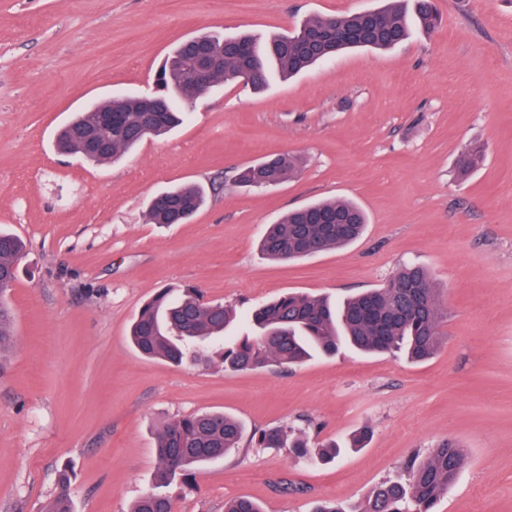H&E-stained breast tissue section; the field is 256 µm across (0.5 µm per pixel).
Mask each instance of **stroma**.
Instances as JSON below:
<instances>
[{
    "instance_id": "stroma-1",
    "label": "stroma",
    "mask_w": 512,
    "mask_h": 512,
    "mask_svg": "<svg viewBox=\"0 0 512 512\" xmlns=\"http://www.w3.org/2000/svg\"><path fill=\"white\" fill-rule=\"evenodd\" d=\"M380 0H0V231L26 245L9 293L15 341L0 360V512H48L69 469L72 512H128L155 487L157 432L222 411L245 429L232 456L168 493L173 512H224L246 495L264 512H357L414 452L452 439L466 463L437 512H512V0H436L439 28L390 50H354L261 91L199 97L181 127L114 163L57 152L94 100L147 95L180 42L218 31L260 38L311 16ZM483 146L460 173L459 159ZM275 153L298 173L263 190L233 185ZM201 185L191 223H150L147 202ZM363 208L354 244L273 262L265 225L311 202ZM446 288L447 341L422 363L344 350L303 365L231 372L137 353L129 328L163 288H194L249 310L290 291L343 298L398 268ZM306 429L365 448L333 462L258 448L255 432Z\"/></svg>"
}]
</instances>
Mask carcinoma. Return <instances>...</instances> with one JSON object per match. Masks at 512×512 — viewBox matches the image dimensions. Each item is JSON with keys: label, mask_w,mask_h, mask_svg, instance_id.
<instances>
[{"label": "carcinoma", "mask_w": 512, "mask_h": 512, "mask_svg": "<svg viewBox=\"0 0 512 512\" xmlns=\"http://www.w3.org/2000/svg\"><path fill=\"white\" fill-rule=\"evenodd\" d=\"M413 10L427 29L441 22L434 0H413ZM407 37V18L399 0L343 15L334 25L327 17L312 16L295 32L263 43L250 35L197 36L179 44L163 62L152 94L126 97L124 111L113 113L110 122L105 119L107 100L79 113L59 131L56 147L90 163L115 162L144 139L163 136L181 125L194 102L190 73L198 63L199 48L212 64L214 85L244 82L261 89L271 65L281 76L291 77L341 51L391 49ZM297 170V158L273 154L244 168L234 182L261 189L284 182ZM204 201L200 186L181 185L154 196L148 205V218L153 224H180L183 216L195 215ZM365 226L366 216L357 204L317 201L267 225L260 246L272 260L291 261L307 257L315 247L325 251L350 245L361 237ZM22 257L21 241L0 234V352L14 342L13 314L5 296ZM441 294L425 269L404 265L382 287L338 304L323 297L288 293L251 310L250 333L226 336L224 332L237 317L232 306L206 302L190 288L179 294L161 290L142 306L131 326L130 341L148 358L177 366L218 359L224 369L232 371L271 364L295 366L315 354L333 356L344 346L366 354L403 352L413 361H424L445 340ZM243 433L242 423L223 412L173 418L157 433L156 482L168 485L177 476H188L197 466L224 458L239 448ZM287 439L288 429H270L259 432L254 444L280 448ZM291 448L298 457L319 462H329L340 454L338 444L315 447L302 432ZM465 460L462 446L443 441L427 456L412 458L405 478L381 483L358 512H435ZM50 512H71L65 473L59 479ZM130 512H171V501L164 494L149 492L134 501ZM224 512L263 510L251 498L240 496L225 502Z\"/></svg>", "instance_id": "carcinoma-1"}]
</instances>
